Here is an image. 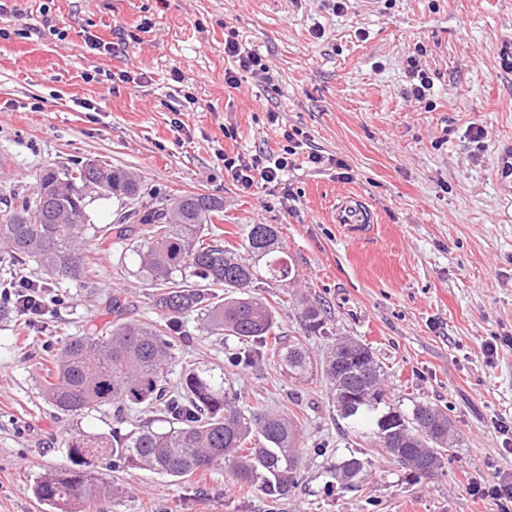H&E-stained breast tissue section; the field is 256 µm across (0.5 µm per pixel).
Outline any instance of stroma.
Masks as SVG:
<instances>
[{
	"label": "stroma",
	"mask_w": 512,
	"mask_h": 512,
	"mask_svg": "<svg viewBox=\"0 0 512 512\" xmlns=\"http://www.w3.org/2000/svg\"><path fill=\"white\" fill-rule=\"evenodd\" d=\"M0 15V191L29 188L45 169L94 158L129 171L155 199L205 193L224 201L225 240L246 225L277 227L294 277L263 288L281 337L305 336L317 354L336 337L368 344L390 397L410 409H449L460 443L433 482L413 484L374 439L354 444L324 377L285 376L274 356L225 367L227 351L195 317L180 364L224 366L241 406L288 413L301 427L304 467L287 497L239 492L225 468L183 479L121 469L125 512H496L471 483L512 477V345L486 357L487 341L512 336V207L494 172L512 143V0H13ZM111 51L86 46L88 36ZM265 60L264 81L240 73L224 41ZM433 87L410 96L412 70ZM128 81H120V74ZM299 149L282 184L244 192L223 155ZM322 160L311 163L309 153ZM369 208L370 235L352 238L331 218L339 193ZM121 246L96 247V288L72 289L67 307L39 324L0 322V512H53L35 481L65 463L69 420L55 419L41 382L48 341L111 324L113 293L127 321L155 318L154 290L138 282ZM350 293L367 316L349 321ZM325 307L320 334L305 307ZM368 458L361 489L330 490L327 461Z\"/></svg>",
	"instance_id": "1"
}]
</instances>
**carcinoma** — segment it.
I'll return each mask as SVG.
<instances>
[{
    "label": "carcinoma",
    "mask_w": 512,
    "mask_h": 512,
    "mask_svg": "<svg viewBox=\"0 0 512 512\" xmlns=\"http://www.w3.org/2000/svg\"><path fill=\"white\" fill-rule=\"evenodd\" d=\"M139 184L130 172L105 162L73 159L46 171L32 191L0 194V264L33 261L76 286H93L85 252L95 237L129 246L138 259L136 277L158 288L153 306L159 319L116 321L103 332L70 336L52 346L54 369L42 383L45 401L59 415L85 418L115 409L112 432L69 430L63 441L67 463L34 486L39 502L58 512H92L97 494L110 486L108 471L142 468L174 478L227 465L234 482L270 498H283L297 483L302 463L296 419L285 412L241 409L240 394L224 370L211 364L185 369L170 385L179 360L181 318L197 313L205 329L231 340V366L250 367L272 352L288 375L322 374L338 415L354 425L374 416L381 451L405 466L408 480L426 469L443 470L459 437L448 411L414 402L406 414L365 393L382 386L381 364L366 344L339 337L323 357L309 337L280 340L274 308L255 295L258 288L291 276L279 233L271 224H250L239 246L224 240L214 224L224 202L210 194L181 196L165 209L152 206L126 214L115 224L89 223L88 200L132 198ZM150 226L148 237L131 241L127 221ZM16 280L3 283L0 320L18 318ZM310 330L325 326V310L304 312ZM163 408V426L121 429L120 413L133 407ZM370 465L366 458H338L326 469L341 488L354 486Z\"/></svg>",
    "instance_id": "cac0c4a2"
}]
</instances>
